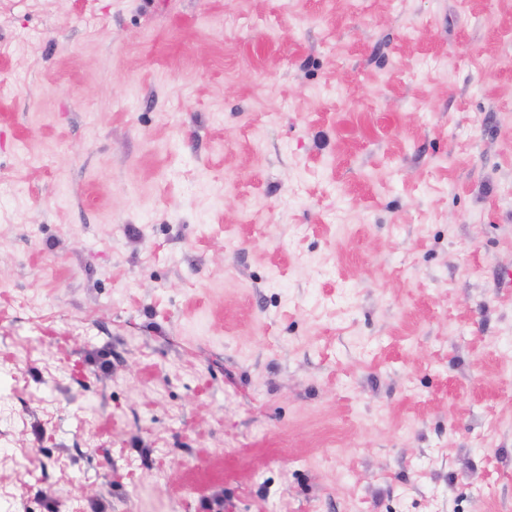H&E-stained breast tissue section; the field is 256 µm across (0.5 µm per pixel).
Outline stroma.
Here are the masks:
<instances>
[{"label": "stroma", "mask_w": 512, "mask_h": 512, "mask_svg": "<svg viewBox=\"0 0 512 512\" xmlns=\"http://www.w3.org/2000/svg\"><path fill=\"white\" fill-rule=\"evenodd\" d=\"M0 512H512V0H0Z\"/></svg>", "instance_id": "1"}]
</instances>
